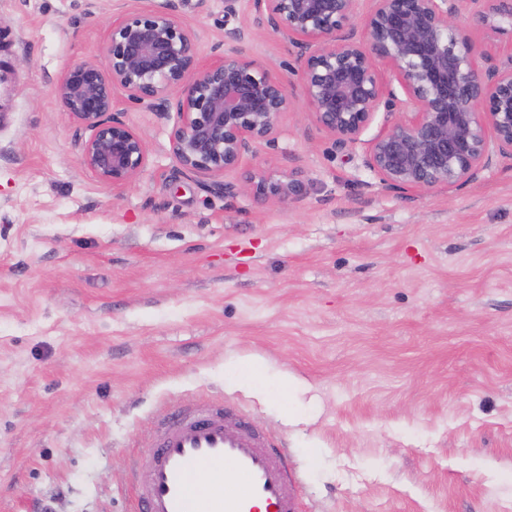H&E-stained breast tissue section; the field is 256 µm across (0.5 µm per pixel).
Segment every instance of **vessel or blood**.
<instances>
[{
  "label": "vessel or blood",
  "mask_w": 512,
  "mask_h": 512,
  "mask_svg": "<svg viewBox=\"0 0 512 512\" xmlns=\"http://www.w3.org/2000/svg\"><path fill=\"white\" fill-rule=\"evenodd\" d=\"M136 512H297L284 452L232 408L186 406L160 421Z\"/></svg>",
  "instance_id": "1"
}]
</instances>
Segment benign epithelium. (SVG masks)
<instances>
[{
	"mask_svg": "<svg viewBox=\"0 0 512 512\" xmlns=\"http://www.w3.org/2000/svg\"><path fill=\"white\" fill-rule=\"evenodd\" d=\"M224 0V17L246 6L251 25L231 29L201 64L194 31L168 7L120 13L103 61L68 68L55 86L64 115L88 137L80 164L114 188L144 170L142 132L122 120L119 88L149 112L178 114L169 146L186 176L210 180L224 196L292 203L306 195L290 174L232 179L245 159L278 146L279 121L294 106L286 84L245 50L251 27L292 48L313 123L336 148H353L380 110L396 115L366 143L363 165L382 188L405 192L462 186L512 157V54L477 46L454 19L464 6L489 30L512 28V0ZM404 98L386 89L381 68Z\"/></svg>",
	"mask_w": 512,
	"mask_h": 512,
	"instance_id": "7a95c632",
	"label": "benign epithelium"
}]
</instances>
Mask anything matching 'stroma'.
<instances>
[{
	"label": "stroma",
	"mask_w": 512,
	"mask_h": 512,
	"mask_svg": "<svg viewBox=\"0 0 512 512\" xmlns=\"http://www.w3.org/2000/svg\"><path fill=\"white\" fill-rule=\"evenodd\" d=\"M172 2L210 60L224 0H0L18 90L0 117V512H132L155 423L230 403L285 449L301 512H512V159L396 194L297 98L288 205L224 197L169 152L177 113L128 103L148 160L112 188L54 87L119 11ZM247 52L290 88L292 50Z\"/></svg>",
	"instance_id": "35a3bbf8"
}]
</instances>
